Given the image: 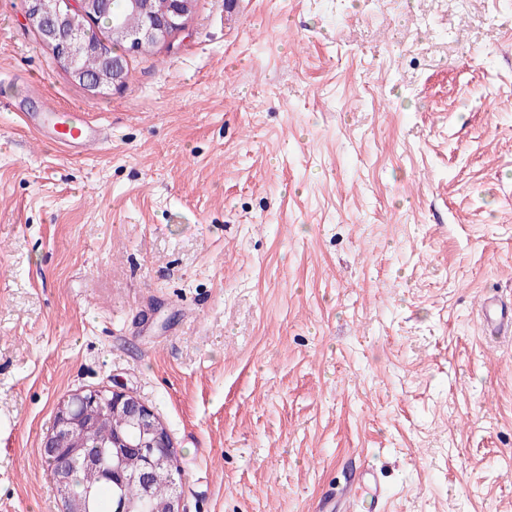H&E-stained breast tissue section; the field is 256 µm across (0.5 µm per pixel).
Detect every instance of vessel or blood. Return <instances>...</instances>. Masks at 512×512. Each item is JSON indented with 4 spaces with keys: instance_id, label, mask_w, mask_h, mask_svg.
Returning a JSON list of instances; mask_svg holds the SVG:
<instances>
[{
    "instance_id": "obj_1",
    "label": "vessel or blood",
    "mask_w": 512,
    "mask_h": 512,
    "mask_svg": "<svg viewBox=\"0 0 512 512\" xmlns=\"http://www.w3.org/2000/svg\"><path fill=\"white\" fill-rule=\"evenodd\" d=\"M30 121L73 155L85 152L105 138L102 130L75 107L59 108L51 105L45 112L31 116ZM482 317L490 335H512V299L485 301Z\"/></svg>"
}]
</instances>
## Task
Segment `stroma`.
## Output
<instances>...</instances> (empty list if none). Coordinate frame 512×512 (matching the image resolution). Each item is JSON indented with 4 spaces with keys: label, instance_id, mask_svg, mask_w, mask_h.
<instances>
[{
    "label": "stroma",
    "instance_id": "35a3bbf8",
    "mask_svg": "<svg viewBox=\"0 0 512 512\" xmlns=\"http://www.w3.org/2000/svg\"><path fill=\"white\" fill-rule=\"evenodd\" d=\"M510 295L512 0H196L103 95L0 0V512H62L40 441L112 388L185 512H512ZM35 127L48 134L54 142L66 148L71 155L84 153L89 147L104 140L102 130L88 120L86 112L76 107L58 108L48 106L46 112L28 115ZM482 317L489 336L512 337V299L491 301L486 298ZM369 477L362 479L357 483L350 484L344 488V496H355V497H366L372 504V512H376L379 500L380 492L379 488L374 480V477L367 473Z\"/></svg>",
    "mask_w": 512,
    "mask_h": 512
}]
</instances>
